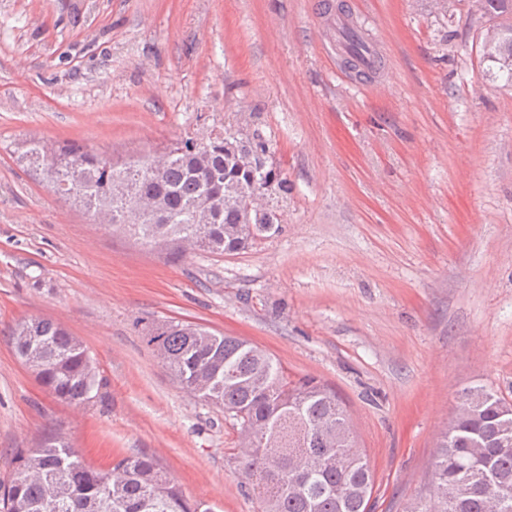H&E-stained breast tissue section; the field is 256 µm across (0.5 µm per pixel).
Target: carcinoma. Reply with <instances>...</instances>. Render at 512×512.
<instances>
[{
	"label": "carcinoma",
	"mask_w": 512,
	"mask_h": 512,
	"mask_svg": "<svg viewBox=\"0 0 512 512\" xmlns=\"http://www.w3.org/2000/svg\"><path fill=\"white\" fill-rule=\"evenodd\" d=\"M485 14L501 19L489 70L512 83V0H485ZM233 131L216 133L201 157L192 138L168 148L169 162L157 173L138 175L144 156L118 167L112 159L79 145L35 144L33 162L54 192L90 212H113L120 226L147 244L207 241L214 253L233 255L282 232L265 230L266 216L247 206L225 208L211 223L193 221L191 208L203 195L224 191L225 180L247 187L275 180L288 183L272 165L245 168L224 150ZM65 166L67 187L53 177ZM135 178L136 191L164 203L168 222L157 223L112 201V183ZM239 226L233 234L230 228ZM18 356L57 398L81 407L101 386L83 343L49 319H28L10 330ZM148 344L187 392L202 393L240 426V453L248 493L259 512H367L374 477L357 450L355 432L336 391L312 378L294 380L273 357L252 343L217 335L200 326L170 321ZM462 411L438 444L428 493L408 512H512V403L483 386L465 388ZM0 512H210L190 501L159 460L138 453L115 460L105 472L81 460L57 431L22 450L8 484H0Z\"/></svg>",
	"instance_id": "1"
}]
</instances>
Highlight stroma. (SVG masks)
I'll use <instances>...</instances> for the list:
<instances>
[{
    "label": "stroma",
    "instance_id": "stroma-1",
    "mask_svg": "<svg viewBox=\"0 0 512 512\" xmlns=\"http://www.w3.org/2000/svg\"><path fill=\"white\" fill-rule=\"evenodd\" d=\"M350 13L376 73L336 56ZM471 0H0V482L64 433L92 466L156 456L213 512H256L237 427L146 342L167 321L253 343L341 397L371 512L431 479L455 396L512 399V83ZM270 140L283 231L236 255H169L97 223L23 154L73 142L124 161L221 127ZM50 318L96 360L103 398H55L10 327ZM344 22H341L336 27V53L341 56L344 54H350L352 46L349 40V34L354 31L359 37L368 39L367 51L363 55L367 62L377 60L379 55V46L370 38L369 33L362 26H356V24H350L349 20L343 18Z\"/></svg>",
    "mask_w": 512,
    "mask_h": 512
}]
</instances>
